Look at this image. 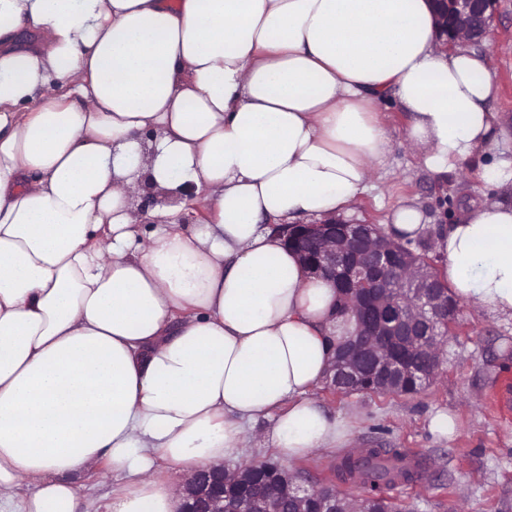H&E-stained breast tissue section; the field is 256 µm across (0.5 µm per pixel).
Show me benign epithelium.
<instances>
[{
    "instance_id": "1",
    "label": "benign epithelium",
    "mask_w": 512,
    "mask_h": 512,
    "mask_svg": "<svg viewBox=\"0 0 512 512\" xmlns=\"http://www.w3.org/2000/svg\"><path fill=\"white\" fill-rule=\"evenodd\" d=\"M496 0H432L438 35L448 51L462 38L474 45L488 35ZM286 243L299 254L308 272L332 281L340 310L355 317L357 333L337 354L331 394L360 391L404 395V384H431L442 365L437 337L456 328V305L448 283L425 253L386 239L380 225L334 218L311 224H290ZM275 477L264 494L224 496L231 478L248 484L254 470ZM286 496L294 512H380V498L360 505L336 490L331 481L303 486L297 476L275 463L263 462L229 475L224 465L197 471L184 489L180 512H280Z\"/></svg>"
}]
</instances>
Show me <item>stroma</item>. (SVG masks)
Returning <instances> with one entry per match:
<instances>
[{"label": "stroma", "mask_w": 512, "mask_h": 512, "mask_svg": "<svg viewBox=\"0 0 512 512\" xmlns=\"http://www.w3.org/2000/svg\"><path fill=\"white\" fill-rule=\"evenodd\" d=\"M482 51L499 85L495 109L512 127V0H497ZM385 110L394 141L391 167L364 197L355 219L382 220L391 205L409 199L427 223L452 224L471 201L501 197V190L478 182L475 165L439 178L422 169L401 144L403 112L392 102ZM320 397L354 421L362 447L414 454V480L388 491L404 512H512L511 319L460 305L441 371L417 394L355 392L334 398L324 391ZM439 410L460 418L453 439L437 438L428 429Z\"/></svg>", "instance_id": "obj_1"}]
</instances>
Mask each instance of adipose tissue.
I'll list each match as a JSON object with an SVG mask.
<instances>
[{
	"instance_id": "adipose-tissue-1",
	"label": "adipose tissue",
	"mask_w": 512,
	"mask_h": 512,
	"mask_svg": "<svg viewBox=\"0 0 512 512\" xmlns=\"http://www.w3.org/2000/svg\"><path fill=\"white\" fill-rule=\"evenodd\" d=\"M498 93L429 0H0V512H178L171 471L356 448L317 397L356 323L272 225L355 210L388 101L430 173L512 191ZM141 177L206 220L138 214ZM383 232L512 318V200Z\"/></svg>"
}]
</instances>
